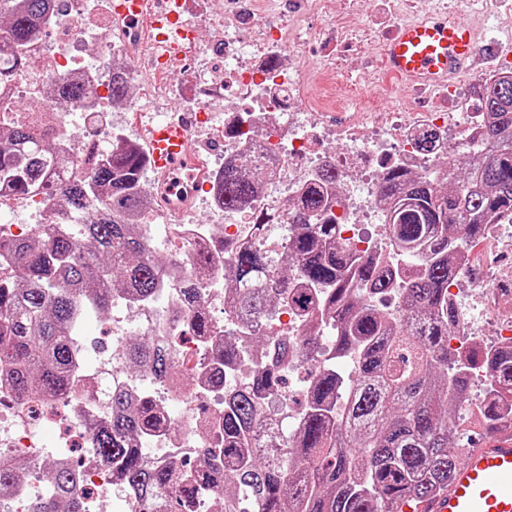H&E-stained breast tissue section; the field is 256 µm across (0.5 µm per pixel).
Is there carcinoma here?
I'll use <instances>...</instances> for the list:
<instances>
[{"mask_svg":"<svg viewBox=\"0 0 512 512\" xmlns=\"http://www.w3.org/2000/svg\"><path fill=\"white\" fill-rule=\"evenodd\" d=\"M51 0H0L10 12L6 34L16 66L44 19ZM51 95L78 102L87 95L80 82L49 84ZM481 108L492 122L481 139L486 157L448 166V190L431 172L411 176L400 170L382 180L381 203L394 242L405 253L401 312L392 326L372 304L385 294V271L336 239L333 223L313 224L328 209L336 175L326 168L302 188L291 212L293 235L280 260L253 246L228 249L218 240L193 255L204 272L224 261L227 304L242 319L258 322L287 303L297 315L329 321L331 353L314 339L299 346L323 365L306 388L297 433L289 444L277 429L262 440L258 400L278 392L284 379L279 357L288 341L265 336L268 363L236 393L224 399V447L207 449L205 465H224L222 512H402L401 505L432 498L448 486L458 465L450 448L463 444L448 428V405L468 389L467 370L478 353L448 372V333L456 310L448 302V280L456 241L477 239L486 225L512 220V71L482 85ZM39 125L0 130V185L30 191L39 165L50 153ZM145 157L131 147L113 146L61 193L60 228L40 235H0V376L17 390L44 398L74 391L79 383V330L90 314H107L117 301L159 296L177 262L161 260L147 247L138 219L144 206ZM224 206L250 207L262 190L245 165L224 164L220 177ZM188 313L175 308L167 318L178 329L209 336L212 321L200 305L198 281L182 286ZM358 350L353 374L336 370V360ZM231 329L212 354V383L240 359ZM485 364L499 388L512 390V350L488 353ZM122 368L154 383L171 381L173 360L142 335L126 340ZM163 419L144 391L137 399L124 387L108 389L101 418L90 423L87 450L112 470L121 487L138 498V512H185L202 491L201 481L180 477L172 466L151 464L137 438L157 432ZM19 466L0 463V491L19 485ZM49 488L30 512H85L75 472L55 466Z\"/></svg>","mask_w":512,"mask_h":512,"instance_id":"cac0c4a2","label":"carcinoma"}]
</instances>
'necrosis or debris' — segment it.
Here are the masks:
<instances>
[{"label":"necrosis or debris","instance_id":"1","mask_svg":"<svg viewBox=\"0 0 512 512\" xmlns=\"http://www.w3.org/2000/svg\"><path fill=\"white\" fill-rule=\"evenodd\" d=\"M161 5L170 21L156 27V35L170 34L171 20L186 25L184 54L161 70L152 64L142 27L112 22L110 0H62L53 26L38 36L24 72L13 73L10 53L0 52V73L9 77L0 88V119L29 120L24 104L38 102L41 111L53 116V151L73 161L67 172H50L47 185L65 175L83 174L106 139L116 136L122 143L140 144V129L129 124L128 112L143 107L162 111L177 98L182 111L193 115L190 142L208 179L199 182L185 168L148 187L147 206L162 217L161 223L144 225L149 243H175L179 261L186 264L220 226L225 239L256 243L279 255L288 245L284 226L301 188L331 165L339 182L331 195L330 215L338 239L359 254L383 260L398 275L402 264L394 259L395 244L384 229L386 216L379 203L382 175L396 166L417 176L469 155L487 120L476 109L478 90L467 81L455 84L444 112L423 104L408 112H361L337 122L333 105L304 102L312 78L324 69L320 63H302L305 6L283 12L270 0H221L215 9L209 0H161ZM92 43L100 49L93 61L88 58ZM116 67L128 70L135 88L121 104L113 101L108 78ZM50 76L78 80L90 92L74 105L52 98L46 82ZM425 131L435 135L428 151L418 145ZM241 157L262 172L267 186L258 204L270 225L260 238L251 229L256 214L225 209L219 191L225 161ZM197 212L205 213V220H194ZM0 213L23 215L35 224L55 221L44 194L17 195L5 187L0 189ZM457 264L462 273L448 283V299L458 311L448 338L449 362L476 344L485 350L512 349V224L488 225L483 239L460 244ZM166 332L154 303L128 306L110 320L112 355L121 356L126 337L153 339ZM238 341L249 354L220 387L202 379L210 365L211 338L189 336L175 345L176 370L194 385L173 393L154 391L164 426L153 439L152 461L188 465L202 449L221 447L225 392L237 389L264 362L263 355L251 352L250 336ZM469 378L470 390L456 404L449 427L462 432L483 425L484 410L493 401L498 406L496 432L512 435V394L493 393L486 366H471ZM111 380V363L89 367L82 387L65 397L67 410L61 414L55 401L0 383V459H22L31 466L27 480L11 495L10 512H28L30 501L46 488L41 436L46 423L60 422L53 458L69 462L74 440L88 438L93 396ZM77 473L87 512H98L99 503L107 499L112 512H136L129 496L113 490L111 470L95 455L85 454Z\"/></svg>","mask_w":512,"mask_h":512}]
</instances>
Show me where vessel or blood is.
<instances>
[{"instance_id":"b4317fda","label":"vessel or blood","mask_w":512,"mask_h":512,"mask_svg":"<svg viewBox=\"0 0 512 512\" xmlns=\"http://www.w3.org/2000/svg\"><path fill=\"white\" fill-rule=\"evenodd\" d=\"M112 15L151 27L150 0H112ZM479 48L471 24L432 15L398 24L382 49L386 73L414 91L447 88L466 70ZM147 133L149 165L164 175L191 160L190 114L138 112ZM418 512H512V436H494L456 467L447 488L417 506Z\"/></svg>"}]
</instances>
